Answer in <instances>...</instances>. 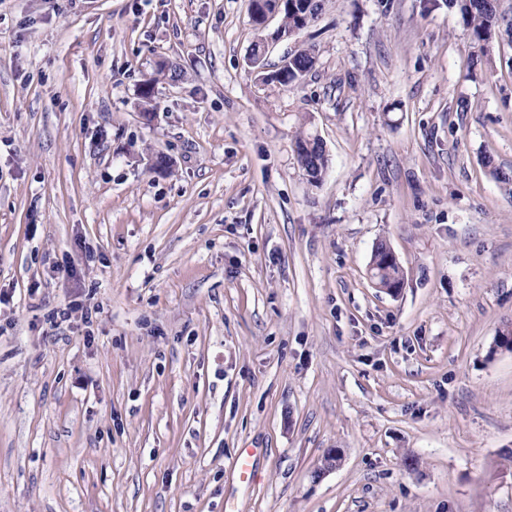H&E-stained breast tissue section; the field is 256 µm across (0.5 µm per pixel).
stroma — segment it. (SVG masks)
Here are the masks:
<instances>
[{
    "label": "stroma",
    "instance_id": "stroma-1",
    "mask_svg": "<svg viewBox=\"0 0 512 512\" xmlns=\"http://www.w3.org/2000/svg\"><path fill=\"white\" fill-rule=\"evenodd\" d=\"M278 26L0 0V512H512V35L479 54L458 0ZM260 40L316 63L264 84ZM315 136L316 134L310 130H303L296 136L295 146L301 167L303 166L301 153L302 151L306 153L305 155L307 157L312 155L313 159L318 161V164L316 165L314 160L309 159L311 165L313 166L312 172H309L306 167H303V169L307 171L308 175L310 176L308 177L310 184L317 186L321 183L323 174L328 168L329 158L327 154L324 153L323 149L319 150L318 142ZM311 144L313 147L312 151L309 152L307 147ZM388 244L385 241H379L372 253L370 264H375V267L369 268V275L371 279L380 286V288H391L392 293H397L399 288H402L401 285L395 286L397 284H401L403 282V271L399 264L396 255L393 250L386 254ZM387 257V258H386ZM392 263V264H389ZM396 263V264H394ZM375 273L376 278L372 277L371 271Z\"/></svg>",
    "mask_w": 512,
    "mask_h": 512
}]
</instances>
